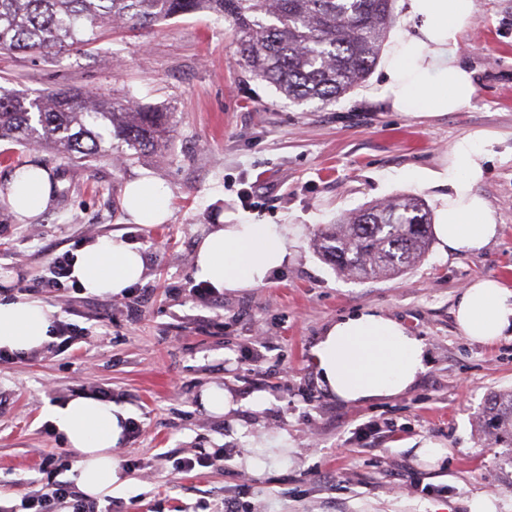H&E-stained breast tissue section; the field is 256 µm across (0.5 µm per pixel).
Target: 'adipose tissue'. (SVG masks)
Returning <instances> with one entry per match:
<instances>
[{
    "mask_svg": "<svg viewBox=\"0 0 512 512\" xmlns=\"http://www.w3.org/2000/svg\"><path fill=\"white\" fill-rule=\"evenodd\" d=\"M407 32L398 34L381 61L380 93L400 112L438 114L471 107L476 87L458 61L461 36L475 10L474 0H400ZM493 141L476 131L459 139L447 166L427 173L447 185L440 196L433 234L442 255L482 253L499 226L477 185ZM171 191L143 176L129 182L123 206L129 219L151 228L170 218ZM50 200L45 169L18 168L8 202L22 218L42 212ZM292 224H257L242 219L216 224L195 246L194 276L216 292L264 285L287 266ZM145 260L137 246L115 233L75 252L71 276L86 293L120 296L142 282ZM455 322L469 339L493 344L512 335V289L499 279L480 278L463 288ZM53 311L42 302L0 296V350L26 353L51 339ZM315 369L325 392L346 403L363 404L407 391L426 370L421 338L400 321L365 309L331 322L313 348ZM75 458L74 480L87 497L102 498L122 487L120 461L112 453L131 417L129 410L97 396L81 395L47 404L42 412Z\"/></svg>",
    "mask_w": 512,
    "mask_h": 512,
    "instance_id": "adipose-tissue-1",
    "label": "adipose tissue"
}]
</instances>
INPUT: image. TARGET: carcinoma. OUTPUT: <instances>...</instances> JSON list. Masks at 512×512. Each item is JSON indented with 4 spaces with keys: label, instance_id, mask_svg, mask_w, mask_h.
I'll return each instance as SVG.
<instances>
[{
    "label": "carcinoma",
    "instance_id": "cac0c4a2",
    "mask_svg": "<svg viewBox=\"0 0 512 512\" xmlns=\"http://www.w3.org/2000/svg\"><path fill=\"white\" fill-rule=\"evenodd\" d=\"M393 0H0V53L44 55L95 40L104 28H148L198 12L233 27L234 55L293 104L320 108L359 86L394 23ZM175 115L126 96L0 89V140L45 146L63 160L126 148L163 151ZM431 215L416 196L351 213L317 234V248L352 280L393 277L431 245ZM482 438L512 448V390L490 395Z\"/></svg>",
    "mask_w": 512,
    "mask_h": 512
}]
</instances>
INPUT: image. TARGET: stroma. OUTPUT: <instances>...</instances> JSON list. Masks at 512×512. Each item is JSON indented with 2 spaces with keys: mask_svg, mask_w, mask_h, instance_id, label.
<instances>
[{
  "mask_svg": "<svg viewBox=\"0 0 512 512\" xmlns=\"http://www.w3.org/2000/svg\"><path fill=\"white\" fill-rule=\"evenodd\" d=\"M223 19L185 15L149 29H115L52 60L0 53V86L36 94L60 87L127 96L175 114L166 151L134 160L67 162L45 149L0 141V294L47 273L54 255L117 232L138 246L143 283L122 296L80 289L41 294L66 342L0 362V504L70 479L75 458L42 418L46 404L107 392L140 428L115 454L127 483L112 512H468L474 494L512 512V464L480 439L482 407L512 389V339L465 338L453 307L477 277L512 288V0H476L459 60L476 95L461 112H398L382 99L380 67L336 103L291 104L241 70ZM476 130L496 143L478 186L501 226L479 255L431 248L404 275L362 282L318 253L326 224L402 194L436 209L444 187L409 180L435 171ZM36 164L52 186L48 207L21 219L4 204L16 168ZM171 190L168 223H129L125 184L140 175ZM296 225L293 259L263 286L196 298L194 247L220 217ZM138 301L130 313L129 301ZM374 309L423 338L427 370L404 393L342 402L317 382L312 348L331 321ZM217 384L265 409L217 416L199 404ZM433 439L448 453L438 467L414 450ZM281 440L273 460L248 468L255 446ZM210 465L184 474L174 459L197 453Z\"/></svg>",
  "mask_w": 512,
  "mask_h": 512,
  "instance_id": "stroma-1",
  "label": "stroma"
}]
</instances>
